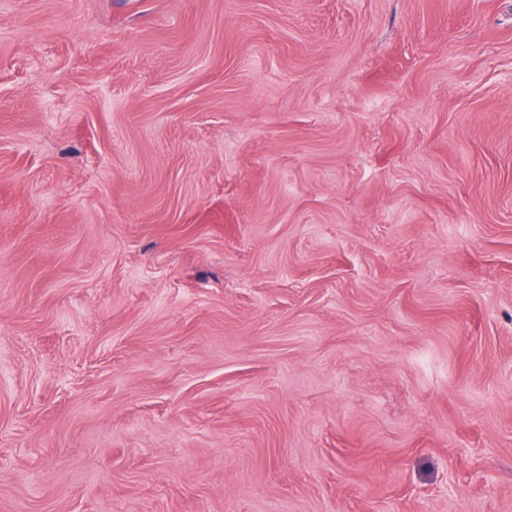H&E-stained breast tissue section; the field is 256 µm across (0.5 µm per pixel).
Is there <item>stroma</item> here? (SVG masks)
Masks as SVG:
<instances>
[{
  "instance_id": "35a3bbf8",
  "label": "stroma",
  "mask_w": 512,
  "mask_h": 512,
  "mask_svg": "<svg viewBox=\"0 0 512 512\" xmlns=\"http://www.w3.org/2000/svg\"><path fill=\"white\" fill-rule=\"evenodd\" d=\"M0 512H512V0H0Z\"/></svg>"
}]
</instances>
